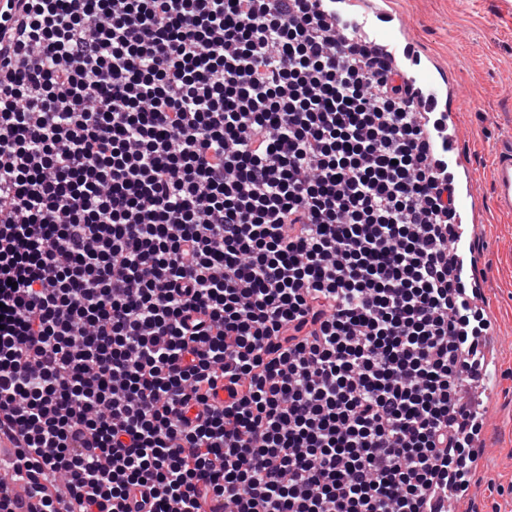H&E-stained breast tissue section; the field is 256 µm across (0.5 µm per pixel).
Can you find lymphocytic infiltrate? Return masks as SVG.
<instances>
[{
    "label": "lymphocytic infiltrate",
    "instance_id": "obj_1",
    "mask_svg": "<svg viewBox=\"0 0 512 512\" xmlns=\"http://www.w3.org/2000/svg\"><path fill=\"white\" fill-rule=\"evenodd\" d=\"M334 2L0 0V512L467 490L452 178Z\"/></svg>",
    "mask_w": 512,
    "mask_h": 512
}]
</instances>
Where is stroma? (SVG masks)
<instances>
[{"instance_id":"stroma-1","label":"stroma","mask_w":512,"mask_h":512,"mask_svg":"<svg viewBox=\"0 0 512 512\" xmlns=\"http://www.w3.org/2000/svg\"><path fill=\"white\" fill-rule=\"evenodd\" d=\"M452 88L458 158L477 210L474 250L496 341L495 376L482 406L486 449L459 512H512V214L494 203L497 145L512 138V0H385Z\"/></svg>"}]
</instances>
